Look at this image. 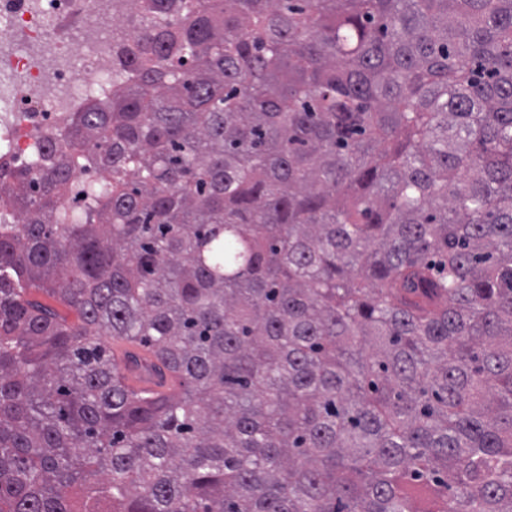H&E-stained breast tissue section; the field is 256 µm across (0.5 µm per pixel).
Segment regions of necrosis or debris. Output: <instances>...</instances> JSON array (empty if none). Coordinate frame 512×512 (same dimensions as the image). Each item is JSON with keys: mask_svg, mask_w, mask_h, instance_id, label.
Instances as JSON below:
<instances>
[{"mask_svg": "<svg viewBox=\"0 0 512 512\" xmlns=\"http://www.w3.org/2000/svg\"><path fill=\"white\" fill-rule=\"evenodd\" d=\"M112 0H0V149L24 158L33 133L75 112L112 76L108 41L76 43L75 34Z\"/></svg>", "mask_w": 512, "mask_h": 512, "instance_id": "necrosis-or-debris-1", "label": "necrosis or debris"}]
</instances>
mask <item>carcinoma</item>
Returning <instances> with one entry per match:
<instances>
[{"label": "carcinoma", "instance_id": "1", "mask_svg": "<svg viewBox=\"0 0 512 512\" xmlns=\"http://www.w3.org/2000/svg\"><path fill=\"white\" fill-rule=\"evenodd\" d=\"M114 2L0 162V512H512V0ZM112 357L114 365L120 375L122 383L134 394L168 393L171 388L173 377L160 378L154 374H147L132 367H129L128 354L147 356L149 352L143 351L140 347L126 342H111Z\"/></svg>", "mask_w": 512, "mask_h": 512}]
</instances>
